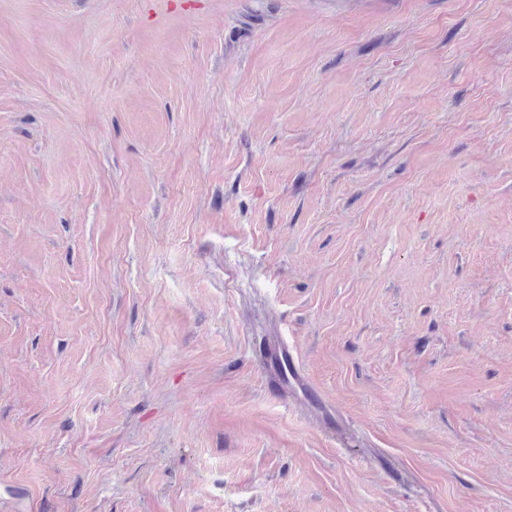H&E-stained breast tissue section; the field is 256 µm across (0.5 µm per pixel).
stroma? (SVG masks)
<instances>
[{"label":"stroma","instance_id":"35a3bbf8","mask_svg":"<svg viewBox=\"0 0 512 512\" xmlns=\"http://www.w3.org/2000/svg\"><path fill=\"white\" fill-rule=\"evenodd\" d=\"M0 512H512V0H0Z\"/></svg>","mask_w":512,"mask_h":512}]
</instances>
